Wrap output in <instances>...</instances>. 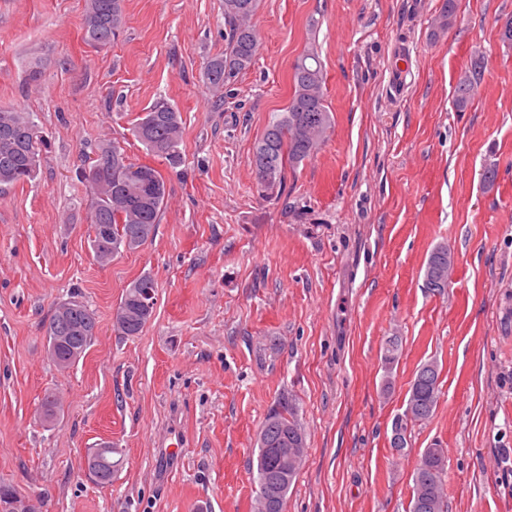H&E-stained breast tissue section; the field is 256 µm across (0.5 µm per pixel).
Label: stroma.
<instances>
[{
	"label": "stroma",
	"instance_id": "35a3bbf8",
	"mask_svg": "<svg viewBox=\"0 0 512 512\" xmlns=\"http://www.w3.org/2000/svg\"><path fill=\"white\" fill-rule=\"evenodd\" d=\"M442 3L260 0L256 61L218 101L203 69L224 49L223 0H125L108 49L84 40L86 0H0V109L28 112L47 142L36 177L0 192V484L34 512H253L257 435L285 398L307 432L286 512H410L435 446L448 512H512V0H457L446 28ZM311 45L334 125L266 198L252 152ZM160 96L182 114L176 168L130 131ZM109 142L168 196L153 240L103 266L79 168ZM440 243L455 264L436 293L424 269ZM144 274L152 318L119 335L115 309ZM73 296L99 329L62 370L46 328ZM428 361L437 408L399 454L392 421ZM49 391L61 411L47 425ZM106 439L125 461L100 485L83 460ZM477 66L472 67L470 70L465 71L459 78L458 83L454 90L453 103L457 111L463 112L471 102V96L474 85L479 79V72ZM402 346L399 337H391L383 352V364L385 367V375L383 378L384 391L388 392L393 384L392 369L393 365L398 362L401 356Z\"/></svg>",
	"mask_w": 512,
	"mask_h": 512
}]
</instances>
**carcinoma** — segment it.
Segmentation results:
<instances>
[{"label":"carcinoma","instance_id":"carcinoma-1","mask_svg":"<svg viewBox=\"0 0 512 512\" xmlns=\"http://www.w3.org/2000/svg\"><path fill=\"white\" fill-rule=\"evenodd\" d=\"M125 0H86L83 18L85 41L95 48H108L125 28ZM258 0H224V52L210 57L204 67L205 83L219 91L239 74L250 69L258 50V32L252 19ZM294 91L288 105L269 121L257 140L250 161L257 177L258 192L279 194L286 169H297L328 139L332 115L325 103L326 75L318 50L310 46L294 62ZM479 72H464L455 87L453 103L463 112L471 102ZM182 115L164 97L156 98L135 118L132 135L153 155L172 168L183 162ZM44 138L23 112L0 110V188L33 179L38 171ZM112 163L110 179L94 184L83 178L89 198L90 245L99 230L110 231L111 256L136 250L150 241L160 222L168 194L162 174L148 165H137L112 145L101 149L86 169ZM425 286L441 291L448 287V245L439 244L431 252L424 271ZM149 275L133 280L125 289L116 313L125 319L114 323L124 336L139 335L153 310L141 307L142 295L155 290ZM98 326L94 310L79 301L61 302L53 310L47 327V343L61 339V357L81 355L91 345ZM399 337H391L383 352L384 391L393 384L392 369L401 356ZM439 373L433 361L422 364L411 381L406 413L394 419L392 428L398 441L391 448L401 452L407 445L409 425L429 420L440 397ZM307 435L298 421L292 402L280 400L265 417L257 437L256 481L258 491L254 512H283L288 491L302 465ZM97 472V483L109 484L123 464L122 451L95 444L85 457ZM447 460L441 448H428L422 454L414 476L411 512H448L443 490Z\"/></svg>","mask_w":512,"mask_h":512}]
</instances>
